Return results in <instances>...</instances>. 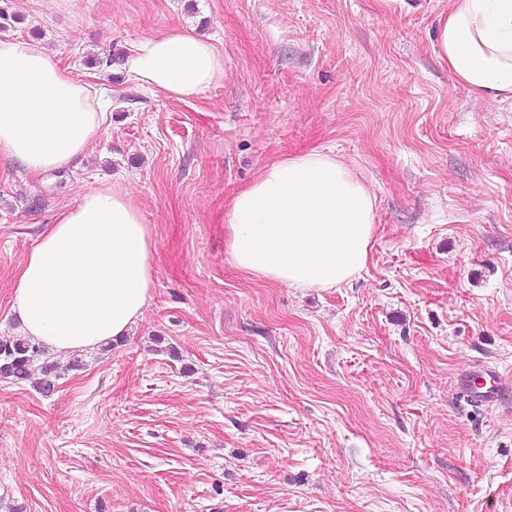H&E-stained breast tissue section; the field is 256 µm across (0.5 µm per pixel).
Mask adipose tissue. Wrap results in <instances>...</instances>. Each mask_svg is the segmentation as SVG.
Here are the masks:
<instances>
[{"instance_id":"1","label":"adipose tissue","mask_w":512,"mask_h":512,"mask_svg":"<svg viewBox=\"0 0 512 512\" xmlns=\"http://www.w3.org/2000/svg\"><path fill=\"white\" fill-rule=\"evenodd\" d=\"M434 48L478 99L512 100V0H448ZM123 67L150 91L183 101L224 80V56L179 26L134 41ZM105 114L91 85L39 43L0 39V159L33 174L76 165ZM375 197L335 155L311 151L267 165L225 207L245 274L288 287L335 288L365 270ZM156 280L152 229L127 185L101 182L40 232L13 282L20 334L55 353L126 336Z\"/></svg>"}]
</instances>
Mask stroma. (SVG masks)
I'll list each match as a JSON object with an SVG mask.
<instances>
[{"instance_id":"1","label":"stroma","mask_w":512,"mask_h":512,"mask_svg":"<svg viewBox=\"0 0 512 512\" xmlns=\"http://www.w3.org/2000/svg\"><path fill=\"white\" fill-rule=\"evenodd\" d=\"M447 0H0L105 100L87 159L0 160V338L40 228L120 177L153 230L157 283L129 336L57 355V389L0 380V512H512V100L436 56ZM187 26L224 81L184 101L122 68ZM331 150L373 191L360 277L288 288L240 271L224 207L274 160ZM462 398L472 405H490L510 387V378L496 368L465 371L458 379Z\"/></svg>"}]
</instances>
